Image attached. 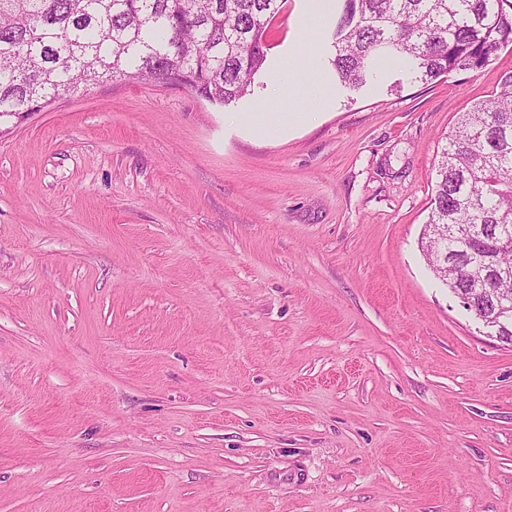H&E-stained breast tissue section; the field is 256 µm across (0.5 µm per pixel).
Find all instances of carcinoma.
<instances>
[{
    "instance_id": "1",
    "label": "carcinoma",
    "mask_w": 512,
    "mask_h": 512,
    "mask_svg": "<svg viewBox=\"0 0 512 512\" xmlns=\"http://www.w3.org/2000/svg\"><path fill=\"white\" fill-rule=\"evenodd\" d=\"M284 0H0V124L101 82L186 88L226 106L265 69ZM332 68L362 87L381 54L417 78L477 72L512 45V0H341ZM427 223L450 224L448 289L476 295L512 267V71L461 113L436 167Z\"/></svg>"
}]
</instances>
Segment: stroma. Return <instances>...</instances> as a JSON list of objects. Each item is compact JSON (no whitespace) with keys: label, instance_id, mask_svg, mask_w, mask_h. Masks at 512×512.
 Segmentation results:
<instances>
[{"label":"stroma","instance_id":"stroma-1","mask_svg":"<svg viewBox=\"0 0 512 512\" xmlns=\"http://www.w3.org/2000/svg\"><path fill=\"white\" fill-rule=\"evenodd\" d=\"M313 4L235 103L107 82L0 137V512H512V344L420 247L512 49L351 90ZM306 112H255L254 123L286 131L298 121H303Z\"/></svg>","mask_w":512,"mask_h":512}]
</instances>
